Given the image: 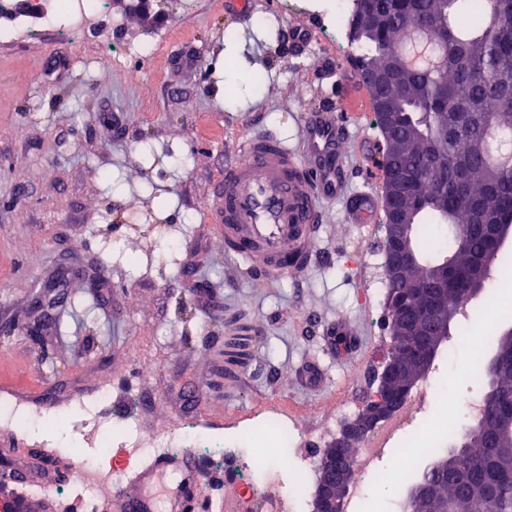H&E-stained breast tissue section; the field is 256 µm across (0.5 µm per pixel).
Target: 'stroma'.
Masks as SVG:
<instances>
[{
  "mask_svg": "<svg viewBox=\"0 0 512 512\" xmlns=\"http://www.w3.org/2000/svg\"><path fill=\"white\" fill-rule=\"evenodd\" d=\"M336 0H255L246 23L224 0H155L149 16L107 0L85 34L52 26L0 44V395L34 404L46 427L0 426V462L32 461L94 437L74 428L82 403L112 388L104 420L141 396L143 438L183 415L211 434L283 409L329 448L365 403L367 375L389 353L382 214L349 224L347 194L329 200L301 275L266 283L224 253L207 218L224 165L249 134L298 142L305 113L337 107L356 50L325 37ZM309 29L304 52L283 30ZM123 52L112 77L97 58ZM155 42L152 55L138 52ZM260 86H252L253 76ZM77 276L58 280L60 267ZM333 324L346 341L322 335ZM458 344L428 375L465 395L484 385ZM152 363L140 375V362Z\"/></svg>",
  "mask_w": 512,
  "mask_h": 512,
  "instance_id": "stroma-1",
  "label": "stroma"
}]
</instances>
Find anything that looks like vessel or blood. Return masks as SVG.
<instances>
[{"label":"vessel or blood","instance_id":"1","mask_svg":"<svg viewBox=\"0 0 512 512\" xmlns=\"http://www.w3.org/2000/svg\"><path fill=\"white\" fill-rule=\"evenodd\" d=\"M371 92L359 80L347 83L337 110L308 113L303 122L304 148L289 144L275 131L246 136L237 156L224 167L222 204L210 214L224 233L229 253L243 258L259 280L273 283L288 273L309 269L317 260L316 235L327 219L324 199L336 196L349 182V169L340 156L351 130L339 115H369ZM365 187L352 197L346 213L350 224H364L375 211L370 184L377 164L362 153L359 165ZM174 470L182 486L167 502L166 512H194L201 465L187 455L166 457L135 476L144 494L117 492L120 512H157L156 501L147 495L162 473Z\"/></svg>","mask_w":512,"mask_h":512}]
</instances>
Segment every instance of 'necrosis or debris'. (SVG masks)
<instances>
[{
    "instance_id": "1",
    "label": "necrosis or debris",
    "mask_w": 512,
    "mask_h": 512,
    "mask_svg": "<svg viewBox=\"0 0 512 512\" xmlns=\"http://www.w3.org/2000/svg\"><path fill=\"white\" fill-rule=\"evenodd\" d=\"M43 28V15L36 0H0V42L14 40L19 32L36 35ZM454 412L464 410L475 419L483 406L482 395L460 401L451 391L426 386L414 395L407 408L374 429L363 441L355 456L356 478L348 498V512H356L359 501L377 482L402 488L418 473L416 425L419 415L434 406ZM89 424L97 428L96 446L83 453L79 469L68 481V492L79 496L84 512H101L102 501L97 490L103 485H119L120 473L112 465V453L121 450L127 459L169 457L186 452L205 451L216 460L232 466L234 478L224 487V512H308L311 501L309 486L287 485L286 478L307 461L296 451L310 445L307 435L297 428L287 412L277 411L246 420L228 442L200 444L206 429L202 418H177L168 427L144 442L137 416H127L121 427L101 425L96 414H89ZM279 437L286 450L262 459L250 446L258 434Z\"/></svg>"
}]
</instances>
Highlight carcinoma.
<instances>
[{"label":"carcinoma","instance_id":"1","mask_svg":"<svg viewBox=\"0 0 512 512\" xmlns=\"http://www.w3.org/2000/svg\"><path fill=\"white\" fill-rule=\"evenodd\" d=\"M351 20L370 13L378 23L359 45L361 61L389 74L396 96L394 133L405 140L400 166L385 162L386 179L406 186L397 200L415 212L412 248L422 277L442 258L454 264L448 303L466 299L480 266L503 259L492 225L512 221V0H352ZM448 31L446 62L436 73L402 68L396 53L412 29ZM400 284H387V303L408 304ZM496 350L482 354L475 374L487 383L485 413L467 428L468 446L438 448L407 492L411 512H512V440L497 426L512 416V333L495 326Z\"/></svg>","mask_w":512,"mask_h":512}]
</instances>
